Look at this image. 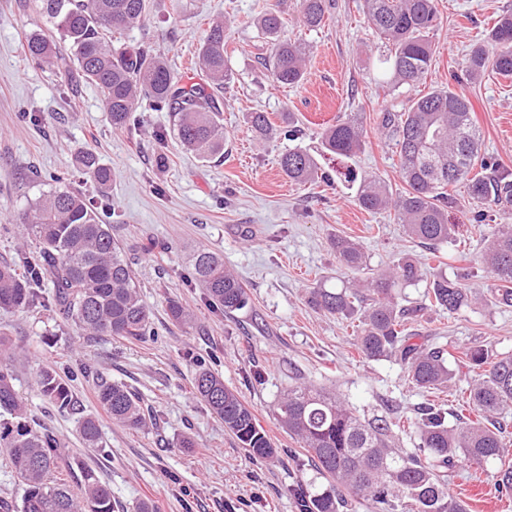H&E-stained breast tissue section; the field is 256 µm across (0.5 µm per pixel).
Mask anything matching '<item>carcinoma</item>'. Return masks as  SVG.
Wrapping results in <instances>:
<instances>
[{
	"instance_id": "1",
	"label": "carcinoma",
	"mask_w": 512,
	"mask_h": 512,
	"mask_svg": "<svg viewBox=\"0 0 512 512\" xmlns=\"http://www.w3.org/2000/svg\"><path fill=\"white\" fill-rule=\"evenodd\" d=\"M363 9L385 48L379 58L385 83L392 88L414 86L428 75L435 50L429 39L440 25L436 0H363ZM39 16L53 30L33 31L25 37L26 59L41 64L56 59L61 67L74 63L81 76L100 89L112 128L123 129L136 119L141 96L152 99L157 111L172 113L177 138L203 160L224 154V126L219 93L232 80L224 23L214 21L199 45L196 66L205 82L180 87L164 59L148 45L114 49L102 32L120 33L145 17L146 0H37ZM327 0H300V20L308 28L320 26ZM257 27L268 38L267 52L257 56L273 82L297 86L304 79L306 48L281 37L280 11L271 8L257 18ZM69 53H60V44ZM512 77V12L494 20L484 41L466 58L464 72L476 80L486 69ZM469 99L448 87H435L410 100L402 112H382L378 128L392 142L400 160L402 189L393 191L380 178L361 183L357 202L366 211L392 210L409 239L424 246L451 239L455 225L448 223V186L466 181L468 204L477 209L512 205V174L489 172L479 160L480 136ZM246 123L253 136L269 140L275 135L297 134L292 113L282 115L276 127L265 112H250ZM325 152L351 158L364 146L363 126L350 115L321 132ZM479 172H474L475 166ZM283 172L294 182L319 178L320 167L311 154L292 149L281 156ZM74 174L93 180L99 197H89L71 185V178L53 175L55 183L18 213L16 225L33 237L39 251L20 264L0 262V311H24L50 305L93 336L138 339L148 330L150 311L143 302L137 277L125 257L111 225L99 209L107 197L112 171L89 150L76 155ZM339 264L353 270L366 266L362 246L355 240L332 241ZM484 263L494 279L488 297L479 300L465 287L470 272L461 269L441 274L429 282L421 303L413 307L397 301V284L416 285L423 271L411 259L352 287L321 284L308 291L307 302L331 315L357 317L354 345L369 360L394 358L415 387L443 392L454 383L440 347L412 342L408 325L431 311L456 313L478 302L512 307V225L497 224L487 238ZM50 280V293L43 291ZM194 281L211 305L230 314L244 308L247 292L224 260L201 250L195 256ZM173 322H192L179 302L168 305ZM465 366L475 373L469 384V403L476 419L457 418L453 426L446 412L426 403L414 414L395 420L362 421L335 394L314 385L288 389L278 407V420L288 435L310 453L320 471L331 480L322 492L299 494L301 512H343L349 501L366 503L370 512H467L466 505L448 491V471L460 461L481 464L503 456L504 419L512 411V355L492 357L478 346L465 352ZM41 394L48 407L64 410L71 405V390L56 372H39ZM197 394L224 422L248 454L271 458L274 444L258 425L248 406L224 379L203 369L195 377ZM98 402L113 420L130 430L144 431L152 423L140 397L126 386L103 380ZM414 426L418 451L399 448L395 430L401 421ZM78 430L90 448L101 445L96 420L84 417ZM0 447L22 490L17 512H113L112 489L89 468L80 470V492L71 489L72 476L61 451V442L48 431L27 421V406L15 388V377L0 366ZM496 491L512 495V466H502Z\"/></svg>"
}]
</instances>
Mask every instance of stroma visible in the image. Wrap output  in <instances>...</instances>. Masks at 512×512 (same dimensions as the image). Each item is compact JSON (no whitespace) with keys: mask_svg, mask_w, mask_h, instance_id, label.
<instances>
[{"mask_svg":"<svg viewBox=\"0 0 512 512\" xmlns=\"http://www.w3.org/2000/svg\"><path fill=\"white\" fill-rule=\"evenodd\" d=\"M28 2L0 0V259H15L23 243L17 212L49 190L48 175L73 170L78 148L90 147L114 174L105 220L137 273L155 333L138 340L90 336L40 307L0 313V331L17 353L10 366L32 419L60 439L75 463L110 485L119 512H132L141 501L154 512H299L296 489L328 486L275 416L283 392L300 383L336 392L366 420L384 415L390 404L407 416L431 400L451 412L467 408L469 371L460 370L445 392L420 391L398 361L360 356L355 321L310 307L307 291L320 281L357 283L405 255L420 262L426 278L465 267L466 287L481 295L492 288L482 263L485 239L492 226L512 224V207L477 223L464 185L449 188L448 219L459 230L432 251L408 239L392 212L360 208L356 191L371 176L401 186L398 158L377 128L379 113L402 111L409 99L448 84L471 101L482 156L512 171V79L490 71L471 82L454 79L471 45L512 9V0H438L442 23L430 34L432 69L417 87L394 91L372 76L381 48L362 0H331L324 25L311 30L299 24V0H146L145 21L114 43L151 45L183 86L199 80L195 56L203 32L212 21L224 22L233 80L222 93L224 155L209 161L179 146L170 113L150 101H142L135 126L117 130L97 87L77 72L28 62L24 36L39 26ZM273 6L284 17L283 36L308 47L305 80L297 87L273 84L257 62L261 40L253 21ZM250 112L275 119L293 113L300 133L256 140L245 123ZM353 112L365 130L362 151L344 162L327 159L322 129ZM160 131L165 141H158ZM294 148L316 157L325 181L288 180L278 160ZM338 236L361 244L367 269L337 262L331 241ZM200 248L223 257L237 274L249 296L244 309L224 313L196 286L192 256ZM173 299L193 313L192 327L172 324ZM411 331L453 360L477 345L510 355L512 307L433 311ZM45 367L69 380L74 411H45L38 386ZM202 368L239 392L273 440V458L253 459L196 395L194 377ZM100 376L139 394L156 410V426L135 432L112 420L96 398ZM87 416L100 425L101 447H86L77 432ZM185 436L195 447H178ZM505 462L512 464V454L503 462L456 467L448 489L468 512H512V497L494 488Z\"/></svg>","mask_w":512,"mask_h":512,"instance_id":"stroma-1","label":"stroma"}]
</instances>
